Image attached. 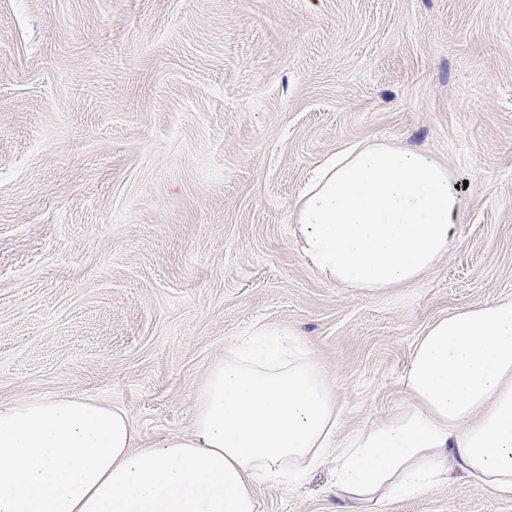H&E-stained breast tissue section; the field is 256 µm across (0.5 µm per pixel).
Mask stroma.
Returning a JSON list of instances; mask_svg holds the SVG:
<instances>
[{"label": "stroma", "mask_w": 512, "mask_h": 512, "mask_svg": "<svg viewBox=\"0 0 512 512\" xmlns=\"http://www.w3.org/2000/svg\"><path fill=\"white\" fill-rule=\"evenodd\" d=\"M365 140L446 165L467 209L421 282L369 296L305 261L290 205ZM512 296V0H0V402L190 429L207 368L298 331L345 404L392 417L435 318ZM259 512H365L334 465ZM380 512H512L458 476Z\"/></svg>", "instance_id": "1"}]
</instances>
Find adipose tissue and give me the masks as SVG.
Segmentation results:
<instances>
[{
	"mask_svg": "<svg viewBox=\"0 0 512 512\" xmlns=\"http://www.w3.org/2000/svg\"><path fill=\"white\" fill-rule=\"evenodd\" d=\"M465 215L436 158L371 140L321 164L289 222L326 281L378 296L432 272ZM312 349L256 326L209 368L190 431L147 445L113 405L0 403V512H257V483L298 484L330 458L337 493L376 506L458 471L512 497V298L434 319L404 372L402 409L351 431Z\"/></svg>",
	"mask_w": 512,
	"mask_h": 512,
	"instance_id": "1",
	"label": "adipose tissue"
}]
</instances>
